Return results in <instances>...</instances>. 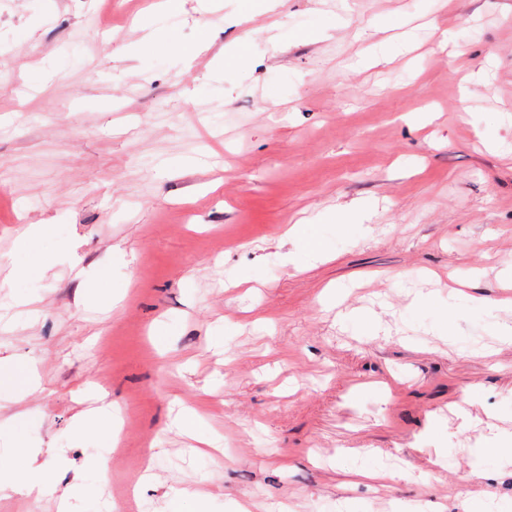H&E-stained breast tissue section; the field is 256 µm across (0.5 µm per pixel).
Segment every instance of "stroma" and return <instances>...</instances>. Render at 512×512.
I'll list each match as a JSON object with an SVG mask.
<instances>
[{
    "label": "stroma",
    "mask_w": 512,
    "mask_h": 512,
    "mask_svg": "<svg viewBox=\"0 0 512 512\" xmlns=\"http://www.w3.org/2000/svg\"><path fill=\"white\" fill-rule=\"evenodd\" d=\"M217 2L0 0V281L34 266L0 369L40 376L0 419L57 485L0 512L76 486V512H170L180 487L212 512H512V464L463 481L512 428V0ZM311 219L318 260L287 232ZM31 224L53 231L27 252ZM90 383L119 410L102 488L71 434ZM198 406L218 443L170 430Z\"/></svg>",
    "instance_id": "obj_1"
}]
</instances>
